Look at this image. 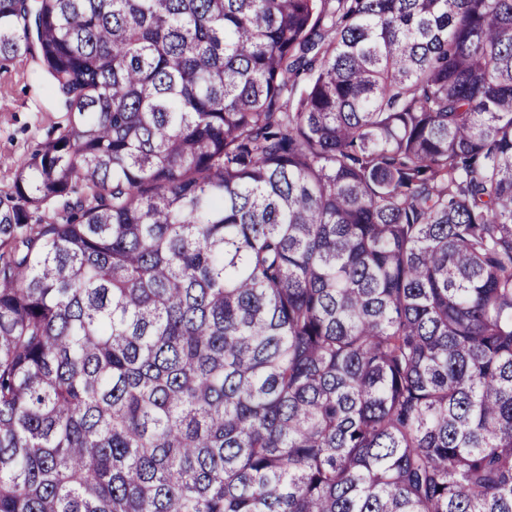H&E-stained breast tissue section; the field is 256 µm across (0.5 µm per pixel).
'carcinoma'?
<instances>
[{
  "label": "carcinoma",
  "instance_id": "cac0c4a2",
  "mask_svg": "<svg viewBox=\"0 0 512 512\" xmlns=\"http://www.w3.org/2000/svg\"><path fill=\"white\" fill-rule=\"evenodd\" d=\"M24 54L0 512H512V0H0ZM64 119L35 58L23 55L0 68V189L12 185L17 161Z\"/></svg>",
  "mask_w": 512,
  "mask_h": 512
}]
</instances>
